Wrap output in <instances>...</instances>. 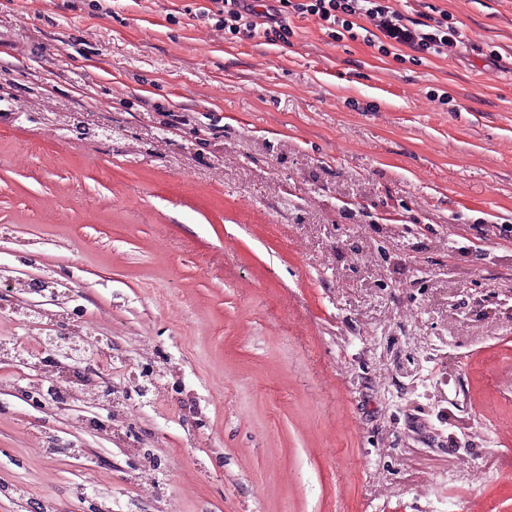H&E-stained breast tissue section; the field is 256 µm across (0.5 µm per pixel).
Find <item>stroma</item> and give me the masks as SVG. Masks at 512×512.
<instances>
[{"label":"stroma","mask_w":512,"mask_h":512,"mask_svg":"<svg viewBox=\"0 0 512 512\" xmlns=\"http://www.w3.org/2000/svg\"><path fill=\"white\" fill-rule=\"evenodd\" d=\"M391 5L461 44L0 0V266L71 286L113 382L168 373L111 440L0 362V483L112 512H512V0ZM50 433L100 454H32Z\"/></svg>","instance_id":"1"}]
</instances>
